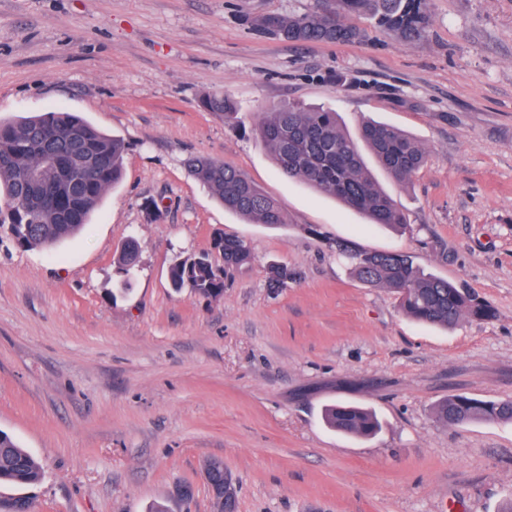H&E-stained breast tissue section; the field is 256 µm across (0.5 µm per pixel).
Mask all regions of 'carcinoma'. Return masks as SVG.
Returning a JSON list of instances; mask_svg holds the SVG:
<instances>
[{"mask_svg":"<svg viewBox=\"0 0 512 512\" xmlns=\"http://www.w3.org/2000/svg\"><path fill=\"white\" fill-rule=\"evenodd\" d=\"M365 15L375 26L395 33L403 42L420 39L429 26L425 0H325V4L297 16L268 14L250 21L261 34L297 44L354 43L366 31L349 22ZM202 106L229 118L239 111L233 99L208 94ZM256 135L278 173L333 196L363 214L372 224L407 225L405 213L379 185L364 152L398 185L408 184L427 162V153L411 135L381 121L367 120L354 134L340 124L338 113L281 103L262 113ZM125 141L110 135L77 112L51 110L38 116L0 121V229L9 231L23 248L53 247L89 223L104 193L122 178ZM54 153L72 176L84 179L73 197L53 202L43 198L58 186L56 168L47 163ZM193 176L224 206L253 224L280 227L288 223L281 207L236 169L208 157L190 161ZM224 266L210 254L199 253L175 262L169 271L173 288L218 298L224 293V273L250 262L251 248L242 240L224 237L216 242ZM355 276L371 287L389 288L399 295L402 311L413 320L448 327L462 316L485 319L491 309L462 286L426 273L409 257L366 252L338 244ZM139 247L129 240L119 259L123 286H131L138 266ZM437 417L448 423L467 420L512 421V401H482L454 395L438 405ZM327 424L339 432L370 436L380 428L375 416L354 405H336L325 413ZM215 512H234L235 498H226L224 461L206 463ZM39 461L0 431V484L17 487L41 480Z\"/></svg>","mask_w":512,"mask_h":512,"instance_id":"1","label":"carcinoma"}]
</instances>
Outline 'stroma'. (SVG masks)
Returning <instances> with one entry per match:
<instances>
[{"mask_svg":"<svg viewBox=\"0 0 512 512\" xmlns=\"http://www.w3.org/2000/svg\"><path fill=\"white\" fill-rule=\"evenodd\" d=\"M321 0H0V119L77 112L124 139L123 178L90 224L52 249L0 231V430L37 457L41 481L0 486L29 512H214L207 460H223L237 512H499L512 499V422L449 424L452 395L512 401V0H426L407 44L367 27L351 44H293L248 24ZM208 93L236 121L200 108ZM294 101L343 127L382 120L427 165L384 186L396 231L281 177L259 114ZM205 155L239 170L288 217L273 228L224 210L191 174ZM235 237L253 259L221 297L175 290L172 264ZM140 243L130 290L117 259ZM344 241L410 257L493 310L416 323L369 287ZM294 277L268 285L271 264ZM382 423L343 434L325 406ZM193 488L191 500L176 494ZM202 106L212 112H222L225 118L232 117L239 111V105L233 99L219 94L205 95L201 100Z\"/></svg>","mask_w":512,"mask_h":512,"instance_id":"35a3bbf8","label":"stroma"}]
</instances>
